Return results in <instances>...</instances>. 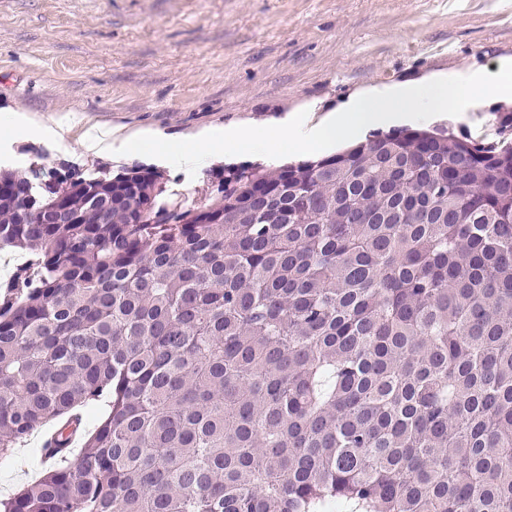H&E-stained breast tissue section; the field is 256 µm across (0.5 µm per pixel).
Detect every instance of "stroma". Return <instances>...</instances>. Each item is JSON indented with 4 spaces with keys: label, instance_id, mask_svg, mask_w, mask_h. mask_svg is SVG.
Returning <instances> with one entry per match:
<instances>
[{
    "label": "stroma",
    "instance_id": "obj_1",
    "mask_svg": "<svg viewBox=\"0 0 512 512\" xmlns=\"http://www.w3.org/2000/svg\"><path fill=\"white\" fill-rule=\"evenodd\" d=\"M431 42L446 52L427 53ZM503 56H512V0H0V120L25 112L66 132L65 150L35 135L16 141V174L68 164L115 175L155 161L86 155L88 125L176 142L311 105L330 111L371 86ZM288 160L273 141L260 154L205 158L191 179L162 173L195 199L224 166ZM40 444L33 435L0 458L1 499L42 475Z\"/></svg>",
    "mask_w": 512,
    "mask_h": 512
}]
</instances>
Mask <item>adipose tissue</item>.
I'll list each match as a JSON object with an SVG mask.
<instances>
[{"label": "adipose tissue", "mask_w": 512, "mask_h": 512, "mask_svg": "<svg viewBox=\"0 0 512 512\" xmlns=\"http://www.w3.org/2000/svg\"><path fill=\"white\" fill-rule=\"evenodd\" d=\"M489 99L512 101V58L501 59L490 71L466 69L457 80L436 78L366 93L352 99L344 111L320 119L303 116L285 126L250 125L226 132L221 138L190 135L163 146L162 154L188 172L198 170L203 154H220L226 146L256 152L273 139L288 151L307 156L330 151L340 141H358L365 131L377 127L408 125L448 112L464 117ZM81 144L93 155H105L118 147L133 157L142 152L145 142L139 137H124L116 143L111 129L93 125L84 132Z\"/></svg>", "instance_id": "1"}]
</instances>
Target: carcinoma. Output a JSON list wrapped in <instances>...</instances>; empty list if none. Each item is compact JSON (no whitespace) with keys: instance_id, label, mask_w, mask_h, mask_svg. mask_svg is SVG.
Returning a JSON list of instances; mask_svg holds the SVG:
<instances>
[{"instance_id":"1","label":"carcinoma","mask_w":512,"mask_h":512,"mask_svg":"<svg viewBox=\"0 0 512 512\" xmlns=\"http://www.w3.org/2000/svg\"><path fill=\"white\" fill-rule=\"evenodd\" d=\"M4 248L0 457L58 429L0 512H512V142L0 170ZM27 255L20 250L0 251V286L11 284L15 271L26 262Z\"/></svg>"}]
</instances>
